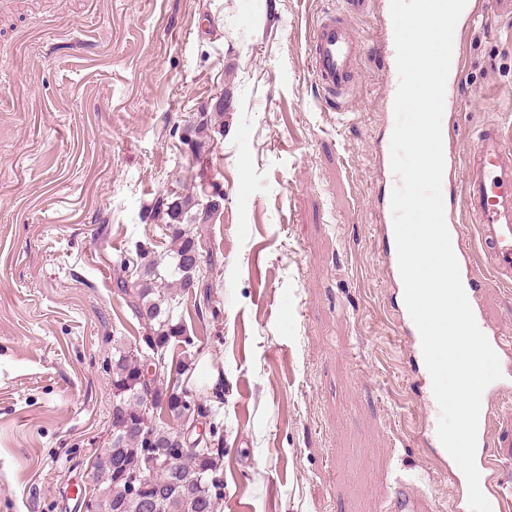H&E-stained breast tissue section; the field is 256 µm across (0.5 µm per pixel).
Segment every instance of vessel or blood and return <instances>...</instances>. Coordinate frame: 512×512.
Returning a JSON list of instances; mask_svg holds the SVG:
<instances>
[{
    "label": "vessel or blood",
    "instance_id": "b4317fda",
    "mask_svg": "<svg viewBox=\"0 0 512 512\" xmlns=\"http://www.w3.org/2000/svg\"><path fill=\"white\" fill-rule=\"evenodd\" d=\"M373 0H343L341 9H326L316 17L306 41L310 73L323 100L342 106L358 82L365 62L362 41L351 25L353 17L369 12ZM384 16L381 21L377 50L383 56H395L394 30L388 14L389 0H382ZM445 221L452 247L460 267V274L476 322L497 353L502 377L496 386L486 388L480 412L476 465L483 478L482 492L492 506V512H512V497L507 496L495 479L499 464L487 449L500 419L489 404L512 395V339L506 338L500 327L489 324L482 310V300L490 281L501 284L512 282V144L502 129L493 123L479 131L469 154L461 180L451 182L443 192ZM467 208L479 229L477 242H470L465 225L459 224L456 213ZM380 242V255L392 277H399L397 251L391 210H383L376 226ZM486 264L493 273L485 278L478 271ZM397 333L404 340L409 357L420 375H427L420 334L408 312H401L397 320ZM423 419L427 431L421 440L429 448L447 474L450 482H458L449 453L437 436L435 419L440 414L433 392L421 399ZM387 512H430L428 500L398 483L386 499Z\"/></svg>",
    "mask_w": 512,
    "mask_h": 512
}]
</instances>
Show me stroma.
<instances>
[{
  "label": "stroma",
  "mask_w": 512,
  "mask_h": 512,
  "mask_svg": "<svg viewBox=\"0 0 512 512\" xmlns=\"http://www.w3.org/2000/svg\"><path fill=\"white\" fill-rule=\"evenodd\" d=\"M339 0H13L0 14V512H83L112 434L104 361L140 326L113 288L136 242L164 256L157 199L224 190L204 250L223 275L218 319L179 307L199 355L188 383L224 377L220 512H385L402 480L453 512L454 490L415 443L424 382L393 322L379 260L393 113L382 104L378 12L353 18L366 64L343 110L308 76L306 37ZM448 149L512 140V8L460 36ZM224 107L210 168L183 129ZM494 455L512 496V403Z\"/></svg>",
  "instance_id": "stroma-1"
}]
</instances>
